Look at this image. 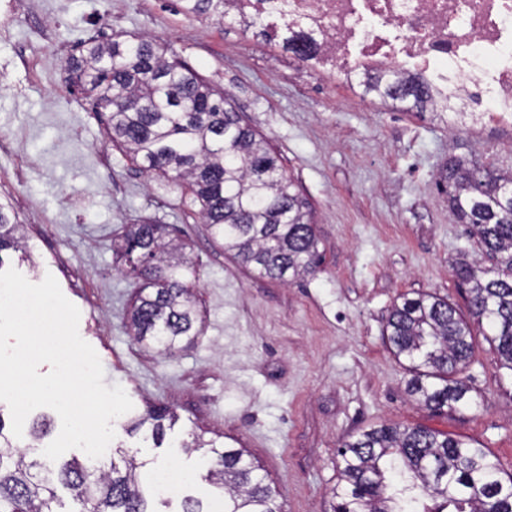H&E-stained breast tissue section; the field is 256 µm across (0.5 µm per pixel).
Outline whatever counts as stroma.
Masks as SVG:
<instances>
[{
	"label": "stroma",
	"instance_id": "35a3bbf8",
	"mask_svg": "<svg viewBox=\"0 0 512 512\" xmlns=\"http://www.w3.org/2000/svg\"><path fill=\"white\" fill-rule=\"evenodd\" d=\"M0 37V201L29 238L30 259L0 260L28 281L53 275L80 311L79 334L97 352L107 387L121 386L133 414L165 405L179 419L155 445L116 418L113 446L158 472L190 474L181 493L146 488L153 512L184 497L224 512L206 480L203 435L245 448L284 512H329L342 440L385 423L422 424L483 448L512 474V372L483 335L464 377L479 406L436 415L412 403L409 375L390 353L384 322L394 301L419 291L465 306L450 263L479 257L467 225L448 210L440 173L453 159L512 171V130L449 129L363 86L311 71L263 22L243 28L195 15L181 0H34ZM145 35L170 45L224 89L265 134L315 209L322 255L315 276L283 284L244 272L214 246L197 206L147 176L110 143L100 116L65 81V61L92 37ZM143 217L172 225L199 269L201 332L174 357L138 344L125 323L137 291L113 242Z\"/></svg>",
	"mask_w": 512,
	"mask_h": 512
}]
</instances>
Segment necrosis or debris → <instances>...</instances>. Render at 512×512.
Listing matches in <instances>:
<instances>
[{
  "label": "necrosis or debris",
  "instance_id": "1",
  "mask_svg": "<svg viewBox=\"0 0 512 512\" xmlns=\"http://www.w3.org/2000/svg\"><path fill=\"white\" fill-rule=\"evenodd\" d=\"M224 13L300 36L320 74H421L432 112L462 102L450 127L512 126V0H225Z\"/></svg>",
  "mask_w": 512,
  "mask_h": 512
}]
</instances>
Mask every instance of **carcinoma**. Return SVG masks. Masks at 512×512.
<instances>
[{
  "instance_id": "cac0c4a2",
  "label": "carcinoma",
  "mask_w": 512,
  "mask_h": 512,
  "mask_svg": "<svg viewBox=\"0 0 512 512\" xmlns=\"http://www.w3.org/2000/svg\"><path fill=\"white\" fill-rule=\"evenodd\" d=\"M192 14L224 16V0H183ZM69 79L106 113V133L140 170L156 173L200 205L210 237L245 270L287 281L315 273L321 262L310 202L284 174L268 141L247 124L211 83L174 52L144 37L91 39L66 62ZM366 91L423 111L430 91L418 78L369 75ZM441 179L448 208L472 234L491 265L461 254L451 270L468 293L467 312L432 293L392 305L388 348L408 362L406 390L415 403L452 415L476 404L462 374L475 351L473 326L512 372V174L488 176L473 162L452 160ZM168 225H130L116 256L138 280L128 328L167 356L199 334L193 288L197 264ZM27 250L23 225L0 203V252ZM169 407H148L130 419L135 432L151 425L162 442ZM0 418V512H55L54 483L98 512H152L141 464L122 457L109 469L90 459L48 465L27 458L4 433ZM208 479L224 493V512H283L261 465L244 450H212ZM331 512H512V475L501 476L487 452L427 426L383 424L341 443Z\"/></svg>"
}]
</instances>
